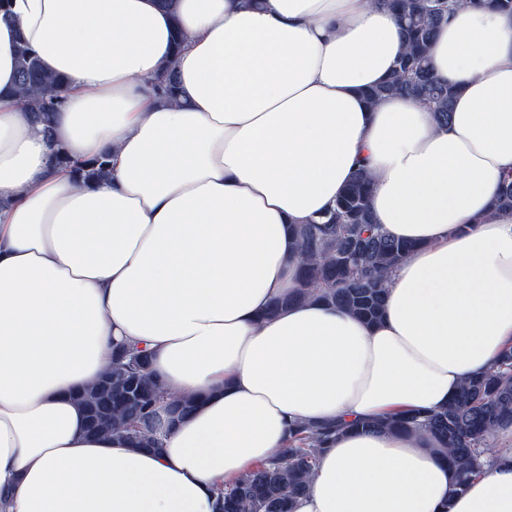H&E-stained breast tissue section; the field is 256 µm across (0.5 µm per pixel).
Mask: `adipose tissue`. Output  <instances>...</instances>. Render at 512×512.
<instances>
[{"label":"adipose tissue","instance_id":"ef3b65f1","mask_svg":"<svg viewBox=\"0 0 512 512\" xmlns=\"http://www.w3.org/2000/svg\"><path fill=\"white\" fill-rule=\"evenodd\" d=\"M183 48H176V37ZM25 40L64 81L51 130L16 89ZM402 50L370 0H9L0 10V512H217L222 483L292 422H346L293 512H512V421L455 492L425 436L354 420L434 410L512 346V13L463 8L430 51L448 124L370 106ZM175 64L177 96L155 77ZM112 157L86 185L56 165ZM371 210L412 252L371 324L293 291L291 229L357 160ZM203 400L149 452L88 432L77 400L114 342Z\"/></svg>","mask_w":512,"mask_h":512}]
</instances>
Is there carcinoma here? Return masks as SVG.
I'll list each match as a JSON object with an SVG mask.
<instances>
[{"mask_svg":"<svg viewBox=\"0 0 512 512\" xmlns=\"http://www.w3.org/2000/svg\"><path fill=\"white\" fill-rule=\"evenodd\" d=\"M489 5L512 11V0H389L404 40L388 78L365 92L369 105L403 95L426 107L434 119H450L455 88L437 78L430 65L436 32L455 10ZM18 93L36 122H49L62 102L63 82L46 73L32 50L21 41L16 50ZM175 62L158 78L157 90L173 94ZM58 165L88 181L108 177L112 159L104 154L76 164L57 154ZM373 182L366 162H358L352 177L321 223L297 224L291 229L301 260L300 283L274 299L276 312L292 302L316 299L343 307L375 322L383 314L385 278L411 252L412 245L396 240L374 223L369 205ZM501 208H512V173L504 175L495 197ZM87 415H96L91 431L119 432L136 448L157 452L162 442L154 430L157 409L166 404L174 414H186L192 399L170 397L149 371L145 350L127 344L115 347L112 364L80 397ZM512 418V349L505 350L487 372L466 381L445 408L408 415L369 419L355 426L380 431L419 433L436 440L464 488L483 469L484 449L498 424ZM348 423H295L288 445L271 459L218 488V512H291L307 490L323 449Z\"/></svg>","mask_w":512,"mask_h":512,"instance_id":"obj_1","label":"carcinoma"}]
</instances>
